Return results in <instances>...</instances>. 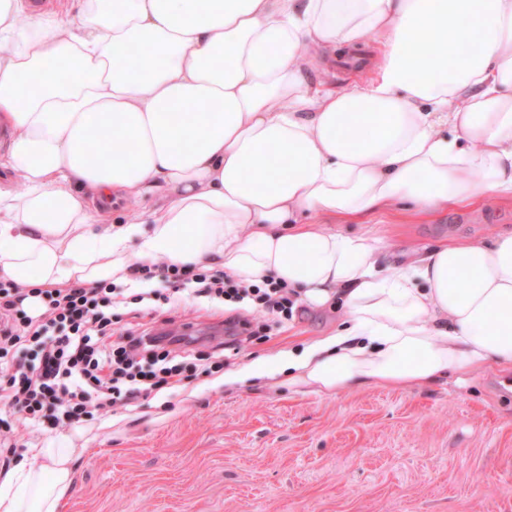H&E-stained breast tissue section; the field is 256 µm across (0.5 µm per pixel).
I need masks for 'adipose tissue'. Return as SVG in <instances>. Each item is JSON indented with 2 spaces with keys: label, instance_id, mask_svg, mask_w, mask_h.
<instances>
[{
  "label": "adipose tissue",
  "instance_id": "1",
  "mask_svg": "<svg viewBox=\"0 0 512 512\" xmlns=\"http://www.w3.org/2000/svg\"><path fill=\"white\" fill-rule=\"evenodd\" d=\"M367 43L368 85L306 77ZM0 132V278L215 265L342 300L335 334L248 369L304 393L512 367V233L404 264L335 230L512 202V0H0ZM115 196L137 211L112 223ZM77 453L63 438L14 462L0 512H59Z\"/></svg>",
  "mask_w": 512,
  "mask_h": 512
}]
</instances>
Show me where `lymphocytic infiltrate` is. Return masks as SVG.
Instances as JSON below:
<instances>
[{"label": "lymphocytic infiltrate", "mask_w": 512, "mask_h": 512, "mask_svg": "<svg viewBox=\"0 0 512 512\" xmlns=\"http://www.w3.org/2000/svg\"><path fill=\"white\" fill-rule=\"evenodd\" d=\"M169 291L153 289L131 295L111 284L74 282L65 288H41L46 310L31 317L25 310L26 288L0 280V389L7 407L23 421L0 422V469L9 470L20 434L82 425L84 416L111 412L115 405L139 406L172 388L190 355L179 337L147 331L116 330L117 308L145 300L175 304L179 289L196 298L244 303L260 311L292 318L297 293L287 283L247 284L217 268L168 265Z\"/></svg>", "instance_id": "lymphocytic-infiltrate-1"}]
</instances>
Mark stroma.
<instances>
[{"instance_id":"1","label":"stroma","mask_w":512,"mask_h":512,"mask_svg":"<svg viewBox=\"0 0 512 512\" xmlns=\"http://www.w3.org/2000/svg\"><path fill=\"white\" fill-rule=\"evenodd\" d=\"M369 58L311 72L337 92L367 78ZM412 257L440 244L512 231V202L430 215L386 213L346 224ZM159 318L193 328L222 372L187 366L178 387L135 411L68 431L80 453L60 512H512V369L487 368L432 385L366 386L333 396L261 378L225 384L257 358L297 352L335 332L339 310L298 305L291 320L231 343V305L185 296Z\"/></svg>"}]
</instances>
